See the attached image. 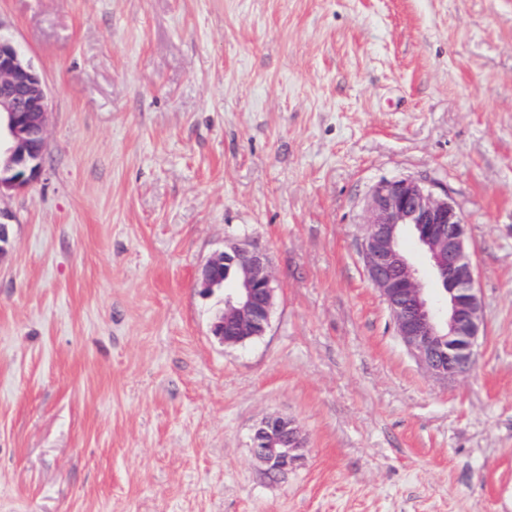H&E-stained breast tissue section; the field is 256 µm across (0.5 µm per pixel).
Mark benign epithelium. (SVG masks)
I'll return each mask as SVG.
<instances>
[{
  "label": "benign epithelium",
  "instance_id": "7a95c632",
  "mask_svg": "<svg viewBox=\"0 0 512 512\" xmlns=\"http://www.w3.org/2000/svg\"><path fill=\"white\" fill-rule=\"evenodd\" d=\"M47 93L24 51L0 32V192L23 189L44 166ZM362 255L368 277L387 304L397 335L432 376L454 380L474 364L483 324L475 266L466 246V224L448 195L411 179L383 180L366 201ZM426 253L430 282L400 247L404 230ZM238 280L224 287L225 269ZM197 283L205 295L224 290V309L211 332L236 346L265 334L275 288L266 254L234 246L203 265ZM263 475L275 479L304 458V441L293 420L270 415L251 436Z\"/></svg>",
  "mask_w": 512,
  "mask_h": 512
}]
</instances>
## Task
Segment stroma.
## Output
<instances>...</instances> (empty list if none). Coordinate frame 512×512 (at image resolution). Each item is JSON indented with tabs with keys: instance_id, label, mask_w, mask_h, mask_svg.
I'll return each mask as SVG.
<instances>
[{
	"instance_id": "1",
	"label": "stroma",
	"mask_w": 512,
	"mask_h": 512,
	"mask_svg": "<svg viewBox=\"0 0 512 512\" xmlns=\"http://www.w3.org/2000/svg\"><path fill=\"white\" fill-rule=\"evenodd\" d=\"M49 98L0 192V512H512V0H0ZM447 190L483 335L428 375L362 257L380 181ZM275 305L211 333L199 268ZM303 462L263 478L270 415ZM230 267L237 269L238 280L234 288H224V269ZM197 283L204 295L224 290V309L211 327L212 334L224 345H241L265 334L275 288L262 250L234 246L215 253L201 268Z\"/></svg>"
}]
</instances>
